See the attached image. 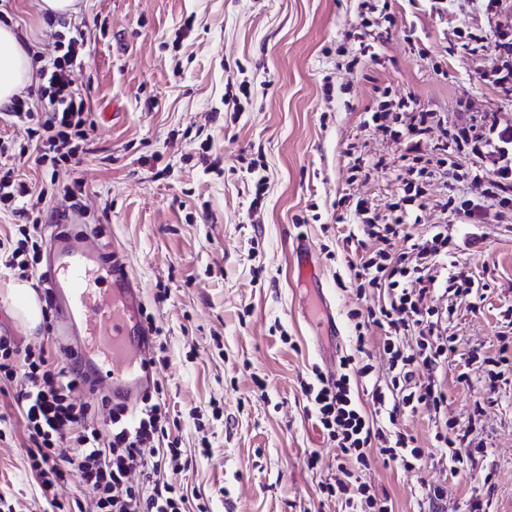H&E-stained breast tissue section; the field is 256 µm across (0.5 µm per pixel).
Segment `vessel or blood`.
<instances>
[{
  "mask_svg": "<svg viewBox=\"0 0 512 512\" xmlns=\"http://www.w3.org/2000/svg\"><path fill=\"white\" fill-rule=\"evenodd\" d=\"M295 258L299 272L316 280L307 239H297ZM46 284L56 303L54 329L81 336L76 358L92 369L93 386L110 383L113 402L136 406L152 386L151 337L140 314L142 290L118 249L87 243L82 235L54 234Z\"/></svg>",
  "mask_w": 512,
  "mask_h": 512,
  "instance_id": "obj_1",
  "label": "vessel or blood"
}]
</instances>
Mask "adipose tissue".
Masks as SVG:
<instances>
[{"label":"adipose tissue","instance_id":"1","mask_svg":"<svg viewBox=\"0 0 512 512\" xmlns=\"http://www.w3.org/2000/svg\"><path fill=\"white\" fill-rule=\"evenodd\" d=\"M36 64L22 45L15 26L0 23V107L35 81Z\"/></svg>","mask_w":512,"mask_h":512}]
</instances>
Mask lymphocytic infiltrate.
Here are the masks:
<instances>
[{
	"label": "lymphocytic infiltrate",
	"instance_id": "lymphocytic-infiltrate-1",
	"mask_svg": "<svg viewBox=\"0 0 512 512\" xmlns=\"http://www.w3.org/2000/svg\"><path fill=\"white\" fill-rule=\"evenodd\" d=\"M84 45L82 34L58 40L56 54L39 70V83L27 95L15 97L8 109L12 123L25 127L29 145L12 147L0 140V214L28 219L31 233L19 241L0 239L4 263L18 278L36 273L43 259L42 244L33 231L41 223V204L48 195L70 200L80 208L84 183L75 178L65 184L33 191L20 176L19 166L58 168L80 164L89 139L91 121L88 100L74 86L72 72ZM433 115L415 104L399 101L397 112L386 107L367 111L364 125L393 141L408 142L409 151L387 169L403 184L409 206L393 205L377 215L373 201L341 198L343 219L357 224L371 243L368 251L347 266L362 285L382 293L366 320L356 322L355 347L364 352L370 343L369 326L383 329L380 338L388 357L389 379L374 386L372 401L387 412L388 423L370 418L352 395L348 368L352 356H343L342 371L334 376L314 372L303 381L302 391L316 424L336 449V478L323 485L328 497L344 501L347 512H392L388 499L371 493L358 473L367 467L372 453L413 469L423 450L415 438L397 427L398 413L407 407L423 409L433 420L439 447L451 448V462L458 465L471 456L468 448L456 447L448 436L444 415L445 396L436 373L454 353V340L445 336V312L422 306L423 297L434 292L441 269L437 258L448 255V234L436 222L419 235L406 227L418 223L412 203L423 195V184L445 178L448 142H429ZM468 137L478 147L485 180L498 195L499 205L512 204V121L493 119L471 124ZM418 337L417 349H408L405 336ZM426 380H419L420 372ZM88 376L73 363L52 360L46 350L20 349L11 336H0V381L18 382L15 402L26 422L33 444L28 451L41 495L57 512L61 503L57 488L69 475H78L96 498L99 512H186L181 487L165 481L164 473L182 468V454L169 439L170 414L152 398H144L135 411L115 405L103 422H96L90 402H76Z\"/></svg>",
	"mask_w": 512,
	"mask_h": 512
}]
</instances>
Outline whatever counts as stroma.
<instances>
[{
  "label": "stroma",
  "instance_id": "1",
  "mask_svg": "<svg viewBox=\"0 0 512 512\" xmlns=\"http://www.w3.org/2000/svg\"><path fill=\"white\" fill-rule=\"evenodd\" d=\"M364 0H79L61 24L43 18L37 0H0V18L28 44L52 52L57 36L82 30L86 39L74 85L87 95L95 122L89 151L77 168H59L58 182L81 178L84 212L52 199L42 214L43 236L58 224L71 234L95 224L115 244L143 290V303L162 327L152 341L154 380L176 426L171 429L188 469L168 473L189 499L188 512H342L324 498L336 474V450L306 413L303 381L328 371L334 356L354 355L349 369L355 399L371 409L369 391L385 380L378 345L355 350L356 308L376 307V291L357 295L347 260L356 246L336 222L342 196L369 198L380 209L401 202L394 178L370 168L399 155L400 146L363 126L382 98L410 99L457 133L469 118L508 114L512 98L492 85L499 50L495 29L512 25L480 10L477 0H388L374 14L375 64H353ZM193 29H185L187 17ZM480 38L469 50V38ZM348 52L336 54L339 44ZM427 59H419V49ZM250 82L242 111L224 109L227 89ZM367 161L351 173L347 151ZM471 141L448 159L446 183L425 188L416 232L434 223L436 200L483 201ZM262 157L264 207L250 205L245 159ZM67 219H60V212ZM449 261L456 284H472L453 305L448 336L456 351L442 367L452 435L465 436L474 455L458 472L438 461L434 423L406 410L398 426L424 450L407 470L372 454L363 478L393 512H427L426 493L446 490L444 512H512V373L492 382V358L512 353V207L494 205L484 224L448 214ZM308 238L331 301L339 334L317 339L306 317V290L293 256ZM266 276L254 280L252 270ZM18 279L0 269V333L19 346L42 347L65 360L53 319L29 326L17 315ZM167 301L157 302L160 286ZM371 365L370 377L359 373ZM10 387H0V494L17 512H50L29 467L24 419ZM219 400L223 417H213ZM211 443L200 454L201 438ZM317 453V468L307 458Z\"/></svg>",
  "mask_w": 512,
  "mask_h": 512
}]
</instances>
